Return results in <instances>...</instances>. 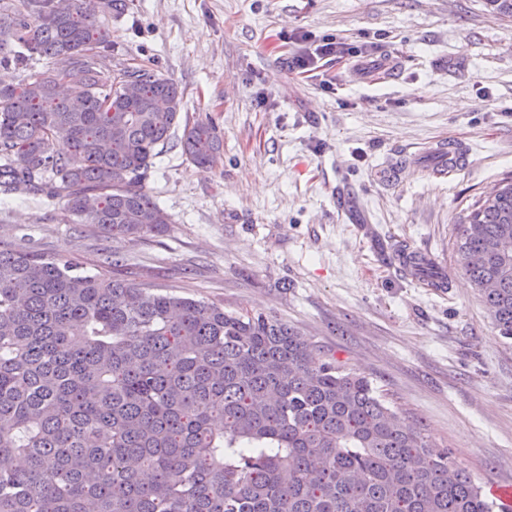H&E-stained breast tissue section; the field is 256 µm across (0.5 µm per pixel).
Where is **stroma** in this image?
Segmentation results:
<instances>
[{"label": "stroma", "mask_w": 512, "mask_h": 512, "mask_svg": "<svg viewBox=\"0 0 512 512\" xmlns=\"http://www.w3.org/2000/svg\"><path fill=\"white\" fill-rule=\"evenodd\" d=\"M109 64L173 79L224 151L209 171L169 144L145 185L166 231L103 237L61 202L0 195V243L232 312L262 313L367 375L484 489L512 484V339L455 264L459 222L512 176V20L483 0H121ZM358 56L292 70L301 34ZM445 136L468 157L433 177ZM392 187L376 167L401 154ZM429 250L446 293L394 249Z\"/></svg>", "instance_id": "obj_1"}]
</instances>
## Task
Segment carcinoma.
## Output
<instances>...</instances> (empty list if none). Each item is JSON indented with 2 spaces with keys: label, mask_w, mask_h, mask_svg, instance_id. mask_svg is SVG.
<instances>
[{
  "label": "carcinoma",
  "mask_w": 512,
  "mask_h": 512,
  "mask_svg": "<svg viewBox=\"0 0 512 512\" xmlns=\"http://www.w3.org/2000/svg\"><path fill=\"white\" fill-rule=\"evenodd\" d=\"M116 2L0 0V66L45 62L0 83V193L58 199L105 236L161 234L143 181L172 130L206 170L223 139L172 80L103 64ZM485 4L512 18V0ZM455 259L512 338L511 179L474 204ZM314 359L263 314L0 245V512H512L367 376Z\"/></svg>",
  "instance_id": "cac0c4a2"
}]
</instances>
